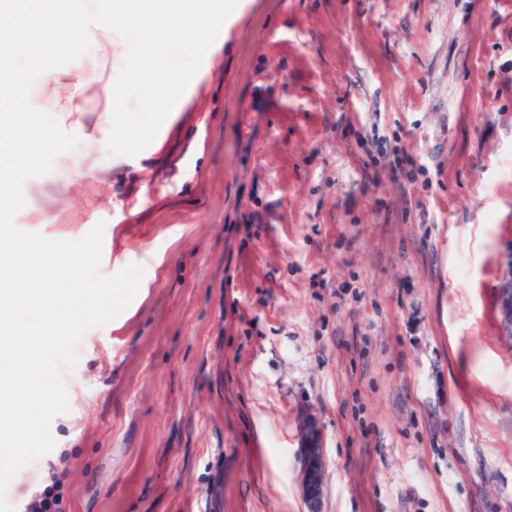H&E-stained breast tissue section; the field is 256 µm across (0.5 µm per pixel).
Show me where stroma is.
Here are the masks:
<instances>
[{"label":"stroma","instance_id":"35a3bbf8","mask_svg":"<svg viewBox=\"0 0 512 512\" xmlns=\"http://www.w3.org/2000/svg\"><path fill=\"white\" fill-rule=\"evenodd\" d=\"M194 102L107 185L71 184L99 272L144 270L62 369L68 512H512V0H238ZM504 273L496 289L495 310L503 335L512 337V245L504 252ZM298 480L306 512H323L325 482L324 440L319 418L307 405L298 412Z\"/></svg>","mask_w":512,"mask_h":512}]
</instances>
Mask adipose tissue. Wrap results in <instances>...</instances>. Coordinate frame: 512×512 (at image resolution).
Here are the masks:
<instances>
[{
    "label": "adipose tissue",
    "instance_id": "1",
    "mask_svg": "<svg viewBox=\"0 0 512 512\" xmlns=\"http://www.w3.org/2000/svg\"><path fill=\"white\" fill-rule=\"evenodd\" d=\"M231 0H0V206L54 221L57 191L38 186L14 194L9 173L39 167L46 150L66 164L70 178L96 174V162L112 149V129L130 110L128 89L137 85L145 105L174 124L190 107L224 45ZM135 19L131 40L118 18ZM181 45L176 71L159 55ZM39 81L29 96L25 76ZM96 92L104 106L87 115Z\"/></svg>",
    "mask_w": 512,
    "mask_h": 512
}]
</instances>
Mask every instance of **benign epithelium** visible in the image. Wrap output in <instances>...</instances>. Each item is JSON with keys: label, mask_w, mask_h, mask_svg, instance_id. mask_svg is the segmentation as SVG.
Instances as JSON below:
<instances>
[{"label": "benign epithelium", "mask_w": 512, "mask_h": 512, "mask_svg": "<svg viewBox=\"0 0 512 512\" xmlns=\"http://www.w3.org/2000/svg\"><path fill=\"white\" fill-rule=\"evenodd\" d=\"M504 273L496 289L495 310L503 335L512 337V245L504 252ZM298 480L306 512H322L325 482L324 440L319 418L307 405L298 412Z\"/></svg>", "instance_id": "benign-epithelium-1"}]
</instances>
